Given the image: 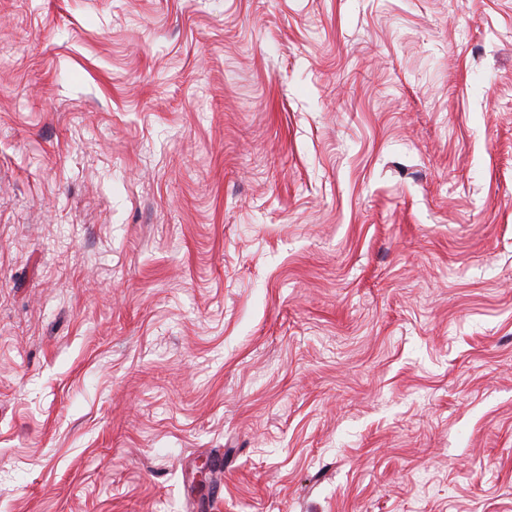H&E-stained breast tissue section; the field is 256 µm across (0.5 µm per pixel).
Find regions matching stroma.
Segmentation results:
<instances>
[{
	"instance_id": "35a3bbf8",
	"label": "stroma",
	"mask_w": 512,
	"mask_h": 512,
	"mask_svg": "<svg viewBox=\"0 0 512 512\" xmlns=\"http://www.w3.org/2000/svg\"><path fill=\"white\" fill-rule=\"evenodd\" d=\"M0 512H512V0H0Z\"/></svg>"
}]
</instances>
